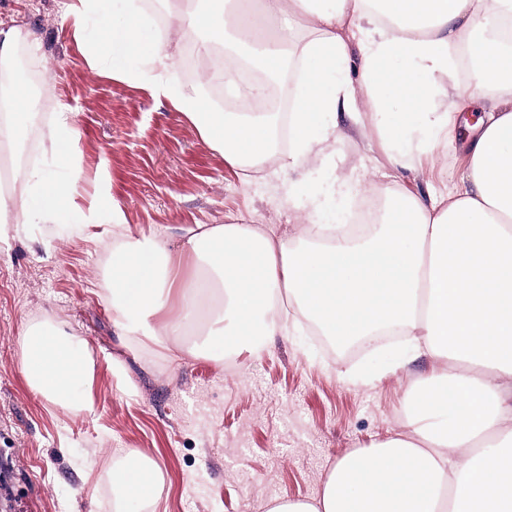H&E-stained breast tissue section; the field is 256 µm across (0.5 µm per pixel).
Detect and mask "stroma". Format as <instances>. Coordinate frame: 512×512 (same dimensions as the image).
Returning a JSON list of instances; mask_svg holds the SVG:
<instances>
[{
  "instance_id": "1",
  "label": "stroma",
  "mask_w": 512,
  "mask_h": 512,
  "mask_svg": "<svg viewBox=\"0 0 512 512\" xmlns=\"http://www.w3.org/2000/svg\"><path fill=\"white\" fill-rule=\"evenodd\" d=\"M67 3L0 0V28L21 30L14 50L45 81L19 129V144L35 151L27 167L66 179L47 140L52 120L31 117L65 108L82 171L70 208L35 213L0 236V512H113L117 448L153 456L163 472L147 512H269L283 500H315L343 455L395 431L430 358L402 341L334 355L290 321L259 350L225 342L237 361L228 369L195 352L196 336L175 343L123 332L103 298L110 252L141 235L176 252L198 224H253L315 244L294 222L308 186L323 190L322 223L337 224L338 182L368 176L445 195L462 156L395 168L348 123L325 160L244 179L171 101L93 70ZM43 317L83 339L95 363L85 411L62 412L24 381L21 333Z\"/></svg>"
}]
</instances>
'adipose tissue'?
I'll return each mask as SVG.
<instances>
[{
  "mask_svg": "<svg viewBox=\"0 0 512 512\" xmlns=\"http://www.w3.org/2000/svg\"><path fill=\"white\" fill-rule=\"evenodd\" d=\"M179 9L159 35L140 0H75L95 67L172 101L241 172L313 163L336 143L323 114L352 118L393 166L408 154L441 156L463 143L468 163L449 195L429 198L384 186L378 228L363 241L342 224H320L319 204L301 223L327 241L300 248L251 224H199L184 247L123 241L110 256L105 299L131 324L169 310L155 333L205 330L211 349L275 335L278 308L296 305L336 340L400 325L432 359L407 392L400 431L346 453L319 497L271 512H512V0H206ZM109 33L107 52L96 36ZM207 31L199 49L225 45L252 55L266 74L294 62L300 77L288 116V154L271 148L266 115L248 103L215 112L184 85L170 44ZM469 79L460 83L461 64ZM475 124L467 113L477 99ZM466 141H459V130ZM27 386L72 414L94 362L79 337L47 320L26 324ZM111 480L115 512L151 503L158 464L136 453Z\"/></svg>",
  "mask_w": 512,
  "mask_h": 512,
  "instance_id": "ef3b65f1",
  "label": "adipose tissue"
}]
</instances>
